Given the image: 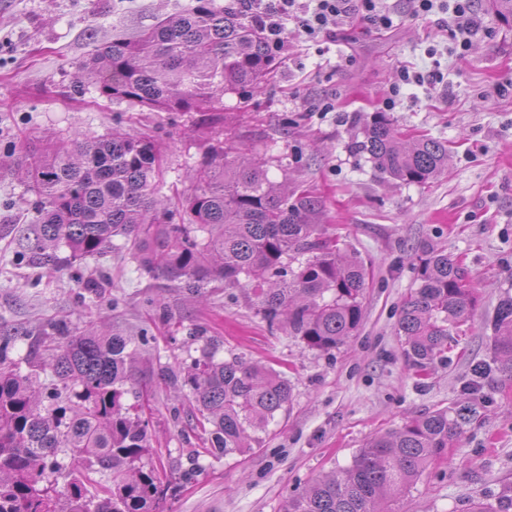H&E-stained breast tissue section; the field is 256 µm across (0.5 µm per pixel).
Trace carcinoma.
Segmentation results:
<instances>
[{"label": "carcinoma", "mask_w": 512, "mask_h": 512, "mask_svg": "<svg viewBox=\"0 0 512 512\" xmlns=\"http://www.w3.org/2000/svg\"><path fill=\"white\" fill-rule=\"evenodd\" d=\"M89 46L78 69L101 97L151 112L193 113L213 135L189 174L191 191L173 210L161 195L163 148L148 135L77 132L27 150L18 167L40 208L19 238L18 259L54 264L64 247L73 264L120 237L143 270L192 297L214 281L251 289L268 328L288 329L310 350L329 353L355 335L366 272L324 232L321 197L275 189L266 161L252 154L224 160L216 110L224 96L246 95L275 67L263 34L214 0H195L131 37L92 38ZM351 150L403 184L430 182L448 161L446 142L422 137L409 144L383 112ZM417 260L420 284L401 307L397 333L407 364L425 372L447 359L448 339L473 316L477 297L453 256L428 246ZM29 339L25 363L49 367L46 383L10 357L17 337L0 336V512H156L170 482L143 461L149 422L124 403L138 394L131 339L62 321ZM216 352L207 340L185 370L161 372L176 392L172 419L187 420L203 445L191 451L182 486L193 482L201 455L219 459L261 446L260 434L293 404V385L279 371L238 357L219 360ZM477 373L512 382L511 297L496 310L492 362ZM475 416L463 406L411 418L368 440L349 468L285 500L281 512H393L389 505L447 457ZM469 512H512V495L475 499Z\"/></svg>", "instance_id": "1"}]
</instances>
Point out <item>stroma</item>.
Listing matches in <instances>:
<instances>
[{"mask_svg": "<svg viewBox=\"0 0 512 512\" xmlns=\"http://www.w3.org/2000/svg\"><path fill=\"white\" fill-rule=\"evenodd\" d=\"M193 2L0 0V225L21 229L37 216L34 195L13 171L14 149L28 140L116 127L145 133L165 146L163 194L189 189L205 129L187 114L101 98L79 80L77 65L89 41L136 33ZM390 3L395 26L387 32L357 19L335 39H311L288 22V55L275 72L246 101L224 98V125L238 145L266 160L274 183L315 190L327 232L369 271L363 325L339 349L311 351L269 329L244 288H212L198 303L113 248L34 271L17 261L16 240L0 239V334L61 318L74 327L96 320L129 336L166 474H176L193 445L170 417L159 373L190 363L193 336L214 340L218 358L260 361L292 382L293 406L269 425L260 449L200 457L192 485L172 487L160 512H278L312 479L349 466L370 438L456 402L475 405L481 421L410 488L405 512H468L475 498L512 491V390L473 374L491 358L496 307L512 297V25L486 0H473L478 30L460 59L444 27L448 12L415 16L408 0ZM405 67L440 81L403 82ZM378 112L407 136L448 142L445 170L425 185L399 184L351 152V139ZM426 244L462 261L478 304L448 364L421 376L405 360L396 322L418 284L416 256ZM104 272L110 283L88 291L85 281Z\"/></svg>", "mask_w": 512, "mask_h": 512, "instance_id": "1", "label": "stroma"}]
</instances>
